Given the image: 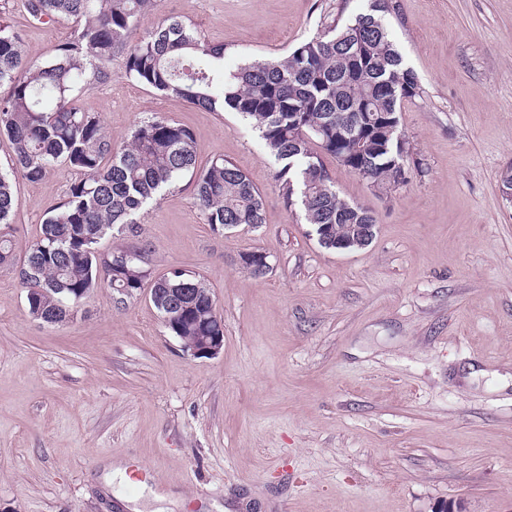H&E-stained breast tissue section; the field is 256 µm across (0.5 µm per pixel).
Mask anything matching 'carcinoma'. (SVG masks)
<instances>
[{
	"label": "carcinoma",
	"mask_w": 512,
	"mask_h": 512,
	"mask_svg": "<svg viewBox=\"0 0 512 512\" xmlns=\"http://www.w3.org/2000/svg\"><path fill=\"white\" fill-rule=\"evenodd\" d=\"M155 0H27L35 20L65 19L67 40L42 65L25 61L22 34L0 21V137L12 148L11 170L38 182L57 166L79 174L65 198L40 225L19 269L30 315L50 324L74 317L95 288H110L119 301L151 282L150 300L175 336L193 339L224 332L216 304L186 297L184 314L166 318L167 295L184 289L211 293L200 275L185 269L156 273L139 252L120 245L99 251L101 240L119 233L138 236L137 216L158 196L193 186L195 204L213 232L224 225L263 223L259 189L232 161L214 158L198 166L191 129L151 116L112 140L100 118L76 106L82 87L109 79L112 58H123V76L207 112H236L258 131L280 164L275 173L285 206L299 209L323 248L337 250L355 236L356 225L374 214L341 198L321 154L369 185L407 182L408 141L400 129L403 102L422 95L416 73L405 66L385 15L392 0H365L342 23L303 40L282 57L247 60L224 69L226 48L185 19L154 21L145 36L130 34L154 11ZM352 112L367 113L352 133L336 130ZM14 185L0 173V266L14 265L11 224ZM239 264L256 277L270 270L268 256L246 250Z\"/></svg>",
	"instance_id": "1"
}]
</instances>
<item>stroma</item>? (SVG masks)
Instances as JSON below:
<instances>
[{
  "mask_svg": "<svg viewBox=\"0 0 512 512\" xmlns=\"http://www.w3.org/2000/svg\"><path fill=\"white\" fill-rule=\"evenodd\" d=\"M0 0L27 61L70 33ZM364 0H157L223 43L225 69L283 56ZM386 21L423 94L404 102L408 181L387 193L331 156L340 196L376 216L353 251L320 247L290 212L279 164L233 112H207L121 75L78 107L115 141L159 114L192 129L200 163L237 164L263 224L214 233L190 185L139 216L155 271L204 276L224 321L213 358L187 353L148 289L125 303L91 291L77 315L32 318L16 269L0 268V512H118L147 481L150 512H512V0H393ZM76 177H15L13 251L23 261ZM265 253L256 277L241 252ZM133 484L104 486L105 465Z\"/></svg>",
  "mask_w": 512,
  "mask_h": 512,
  "instance_id": "1",
  "label": "stroma"
}]
</instances>
